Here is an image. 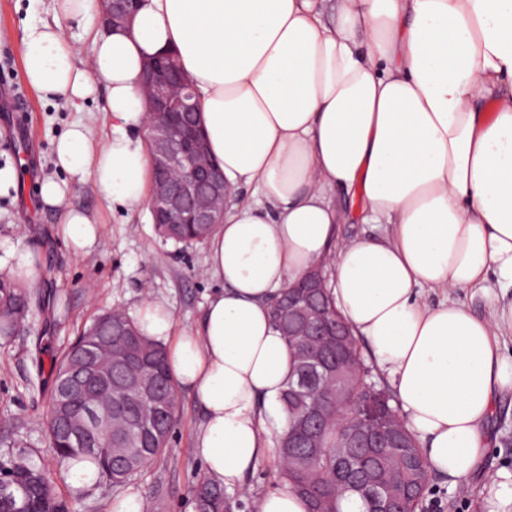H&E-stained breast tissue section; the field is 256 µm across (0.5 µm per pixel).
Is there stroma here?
Here are the masks:
<instances>
[{"label": "stroma", "instance_id": "35a3bbf8", "mask_svg": "<svg viewBox=\"0 0 512 512\" xmlns=\"http://www.w3.org/2000/svg\"><path fill=\"white\" fill-rule=\"evenodd\" d=\"M49 0H0V90L24 93V110L12 111L0 100V165L20 171L16 191L0 196V236L19 239L35 258L33 279L24 290L30 310L18 332L0 340V458L26 451L48 472L56 460L45 437L52 388L51 362L84 325L104 311L119 309L139 319L146 301L167 303L176 329L195 325L208 295L218 283L203 273L205 245L181 249L163 243L146 207L110 210L91 178L78 182L73 204L102 227L98 248L88 255L71 251L57 234L60 218L44 210L34 193L50 172L53 144L66 127L83 119L102 132L103 99L84 112L41 100L27 84L22 68L26 22L51 20ZM53 291V308L39 296ZM201 412L188 392H180L176 424L164 453L124 487L101 483L76 502L77 512H113L126 496L138 495L147 512H187L206 474L193 450ZM497 446L485 461L488 470L512 471V393L503 397L493 420ZM478 485L457 487L433 475L422 512H476Z\"/></svg>", "mask_w": 512, "mask_h": 512}]
</instances>
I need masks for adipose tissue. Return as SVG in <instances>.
<instances>
[{
  "label": "adipose tissue",
  "instance_id": "1",
  "mask_svg": "<svg viewBox=\"0 0 512 512\" xmlns=\"http://www.w3.org/2000/svg\"><path fill=\"white\" fill-rule=\"evenodd\" d=\"M51 6L55 23L23 28L24 78L78 109L104 95L111 128L99 139L75 122L54 144L67 177H44L40 203L59 212L65 244L88 254L101 237L69 203L75 176L118 207L146 202L140 76L163 50L194 87L232 189L206 240L204 272L221 286L197 325L176 330L161 301L138 321L203 413L206 474L244 489L285 429L276 401L291 354L269 305L324 259L333 303L388 374L432 471L470 481L512 391V297L486 318L458 298L492 275L512 281V0H142L128 29L94 31L82 66L61 22L84 21L94 0ZM352 220L382 230L337 245ZM421 287L441 300L422 301Z\"/></svg>",
  "mask_w": 512,
  "mask_h": 512
}]
</instances>
